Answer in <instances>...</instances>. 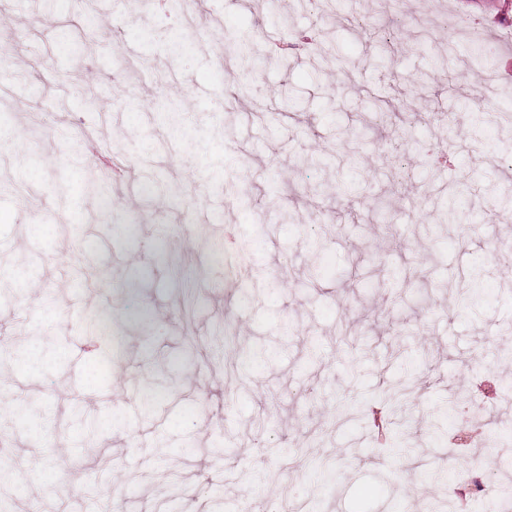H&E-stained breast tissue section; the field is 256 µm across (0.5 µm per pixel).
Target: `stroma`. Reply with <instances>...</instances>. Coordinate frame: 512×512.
<instances>
[{"instance_id": "stroma-1", "label": "stroma", "mask_w": 512, "mask_h": 512, "mask_svg": "<svg viewBox=\"0 0 512 512\" xmlns=\"http://www.w3.org/2000/svg\"><path fill=\"white\" fill-rule=\"evenodd\" d=\"M183 32L166 0H0V123L19 127L24 151L0 154V267L29 278L23 306L0 296L8 385L0 403L41 409L50 437L19 421L15 457L29 467L12 506L72 512L98 485L116 512H239L243 502L297 497L313 512H399L406 487L414 512H446L456 487L449 434L470 427L452 410L439 430L391 422L386 445L367 424L333 428L338 408L387 403L411 384L420 413L454 388L484 405L490 436L512 423V129L469 119L512 108V98L476 104L512 54V0H471L460 19L478 24L500 53L472 50L440 18L449 0H190ZM38 18L34 35L15 25ZM236 60L234 111H226L227 47ZM384 94L405 115L390 125L373 110ZM192 114L200 150L169 133L171 112ZM462 112L464 123L449 125ZM92 139L129 175L118 184L84 151ZM99 188L90 192L88 177ZM245 182L251 204L230 187ZM112 195L101 212L98 197ZM456 199L460 227L428 237L438 211ZM293 210L282 224L274 207ZM141 234L114 238L116 224ZM382 224L395 235L378 233ZM247 243L226 268L213 267L226 226ZM322 241L311 268L307 244ZM181 257L191 287L169 276ZM418 260L424 282L394 274ZM482 275V309L456 303L446 284ZM56 338H33L28 310ZM110 316L107 334L75 330L69 310ZM347 323L350 346L336 342ZM236 342L209 343L217 324ZM198 340L186 357V337ZM180 375L175 394L144 404L158 363ZM96 417L97 454L85 452L76 410ZM267 415L269 427L252 421ZM414 455L395 454L397 445ZM338 480L324 487L321 459ZM176 471L181 488L166 478ZM279 471L274 485L259 480ZM441 471L445 484L425 482Z\"/></svg>"}]
</instances>
